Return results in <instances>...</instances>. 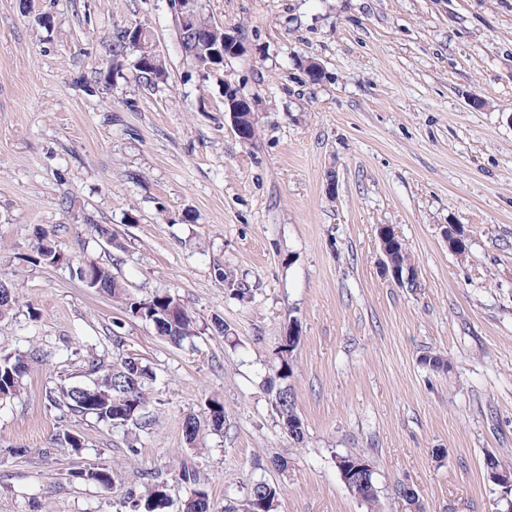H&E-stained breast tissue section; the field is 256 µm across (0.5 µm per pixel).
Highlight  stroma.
I'll list each match as a JSON object with an SVG mask.
<instances>
[{
	"instance_id": "obj_1",
	"label": "stroma",
	"mask_w": 512,
	"mask_h": 512,
	"mask_svg": "<svg viewBox=\"0 0 512 512\" xmlns=\"http://www.w3.org/2000/svg\"><path fill=\"white\" fill-rule=\"evenodd\" d=\"M197 9L241 41L208 73L183 51L169 0H0V276L17 301L0 353L29 358L0 403V512H125L147 471L182 512L187 465L211 512L260 479L281 489L275 512H367L341 454L369 460L380 512H408L403 485L427 512H496L485 459L512 463V0ZM140 25L167 64L157 88L109 71L116 33ZM230 89L252 106V141L232 127ZM448 224L463 225L464 254ZM383 225L411 252L416 286L383 275ZM42 229L64 262L35 261ZM83 257L135 296L175 294L195 336L175 345L128 317L72 277ZM292 322L298 443L265 386ZM429 352L447 370L422 364ZM127 354L153 371L149 432L48 403L57 385L91 383L89 360ZM213 398L223 430L188 445L184 415ZM66 431L82 448L60 447ZM89 465L109 468L111 489L71 478Z\"/></svg>"
}]
</instances>
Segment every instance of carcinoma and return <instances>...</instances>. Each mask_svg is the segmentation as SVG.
I'll use <instances>...</instances> for the list:
<instances>
[{
	"mask_svg": "<svg viewBox=\"0 0 512 512\" xmlns=\"http://www.w3.org/2000/svg\"><path fill=\"white\" fill-rule=\"evenodd\" d=\"M145 38L140 45L133 44L127 31H121L118 45L113 49L112 72L118 74L124 67V48L135 52L132 68L144 76L150 84L157 85L166 79V66L162 58L149 50L151 34L144 31ZM180 42L186 55L198 61L202 57V46L195 42L188 32L181 33ZM244 112L239 114L243 124L242 139L245 142L255 137V125L249 120L251 104L242 101ZM36 249L39 260L46 264H55L61 260L53 234L42 230L36 233ZM72 276L83 281L91 279V289L105 294L121 303L124 312L131 317L141 314L152 322L158 336L179 345L183 340L194 335L195 326L192 317L170 294H155L148 298H139L126 291L112 272V266L93 260H80L69 265ZM15 295L8 282L0 277V318L12 315ZM28 371L27 358L20 354L0 355V401L13 398L19 392L22 379ZM293 371V356L288 352H278V364L273 373L267 377L266 387L271 395V406L278 417L281 428H289L288 437L300 441L304 436V423L295 402L294 392L284 386ZM90 372L96 375L90 385L61 386L48 395L54 406L62 407L72 415H91L99 422L114 427L132 425L140 431L149 429L151 419L148 401L143 392L146 380L152 372L142 364L139 358L127 356L120 362L106 367L91 363ZM206 409L210 413L207 425L217 432L224 426V404L217 399L208 402ZM77 480L95 483L104 489L112 486V474L104 467L79 468L71 472ZM182 480L195 486L194 496L185 501L182 512H210L209 494L201 482L199 472L186 466L182 470ZM280 495V487L264 481L248 488L247 496L240 507L228 506L225 512H274ZM129 512H166L169 507L166 488L161 482L153 483L143 496L130 491L126 500Z\"/></svg>",
	"mask_w": 512,
	"mask_h": 512,
	"instance_id": "cac0c4a2",
	"label": "carcinoma"
}]
</instances>
